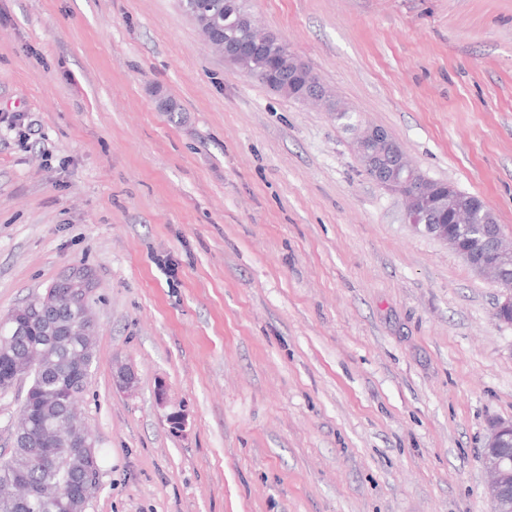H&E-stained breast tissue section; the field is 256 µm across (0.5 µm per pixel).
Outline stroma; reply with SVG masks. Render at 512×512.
<instances>
[{
	"label": "stroma",
	"mask_w": 512,
	"mask_h": 512,
	"mask_svg": "<svg viewBox=\"0 0 512 512\" xmlns=\"http://www.w3.org/2000/svg\"><path fill=\"white\" fill-rule=\"evenodd\" d=\"M246 4L352 126L232 73L179 0H0V317L85 269V512H491L499 290L354 142L386 128L512 239V0ZM30 384L0 396V462Z\"/></svg>",
	"instance_id": "obj_1"
}]
</instances>
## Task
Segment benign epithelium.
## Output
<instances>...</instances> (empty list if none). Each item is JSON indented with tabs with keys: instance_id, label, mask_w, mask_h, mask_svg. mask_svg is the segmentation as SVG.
<instances>
[{
	"instance_id": "obj_1",
	"label": "benign epithelium",
	"mask_w": 512,
	"mask_h": 512,
	"mask_svg": "<svg viewBox=\"0 0 512 512\" xmlns=\"http://www.w3.org/2000/svg\"><path fill=\"white\" fill-rule=\"evenodd\" d=\"M208 0H194L192 21L203 33L207 43L219 49L232 71L249 76L251 62L268 54L270 47L280 44L271 33L254 39L250 45L239 47L224 43L221 34L210 27L205 18ZM306 64L294 58L292 69L277 68L276 87L286 93L292 90L293 77L302 75ZM303 101H325L328 91L320 83L310 84L299 94ZM356 150L371 170L372 178L385 189L401 195L405 200V219L417 232L429 235L454 251L477 274L484 276L500 288V299L495 309L498 322L512 326V245L505 243L501 225L475 224L463 229L462 220L475 208L486 209L484 202L470 195L461 197L452 183H440L410 167L405 152L395 137L381 126H366L356 138ZM65 305L62 294L53 286L39 299V308L45 314L48 342L29 357V365H42L46 351L58 346L57 334L62 332L71 342L86 343L92 336L91 326L73 323L60 331L53 319ZM116 386L129 391L135 386L134 371L120 367L115 373ZM66 448H49L50 456L65 453L69 456L80 451L94 460L96 440L89 432L79 438L67 440ZM512 447V420L494 421L483 448L482 463L486 475L485 493L492 512H512V453L503 452ZM90 496L89 481L85 476L75 477L69 485L66 498L56 503L58 508H71Z\"/></svg>"
}]
</instances>
